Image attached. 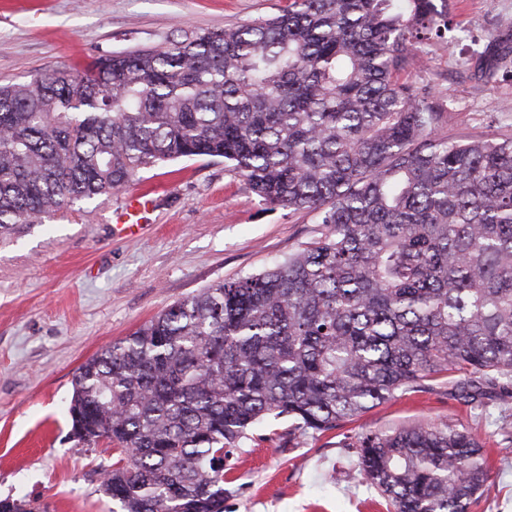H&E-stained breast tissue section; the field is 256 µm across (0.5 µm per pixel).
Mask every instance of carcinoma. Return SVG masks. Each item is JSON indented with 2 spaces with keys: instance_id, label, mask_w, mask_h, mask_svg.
<instances>
[{
  "instance_id": "1",
  "label": "carcinoma",
  "mask_w": 512,
  "mask_h": 512,
  "mask_svg": "<svg viewBox=\"0 0 512 512\" xmlns=\"http://www.w3.org/2000/svg\"><path fill=\"white\" fill-rule=\"evenodd\" d=\"M451 26L448 0H291L0 86L1 239L194 157L323 225L78 368L68 414L113 445L112 512H224V458L267 418L324 434L442 376L481 408L512 395V138L448 137L408 80ZM352 448L389 512H471L491 478L451 420Z\"/></svg>"
}]
</instances>
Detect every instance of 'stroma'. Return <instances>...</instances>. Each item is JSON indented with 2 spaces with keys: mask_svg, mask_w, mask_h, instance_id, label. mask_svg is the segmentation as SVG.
Masks as SVG:
<instances>
[{
  "mask_svg": "<svg viewBox=\"0 0 512 512\" xmlns=\"http://www.w3.org/2000/svg\"><path fill=\"white\" fill-rule=\"evenodd\" d=\"M289 0H0V82L95 58L163 47L193 30L220 31L278 13ZM451 40L421 47L409 75L431 84L453 136L512 134V0H450ZM155 207L133 235L113 228L126 197ZM321 225L306 210L268 209L223 159L167 161L134 173L109 197L68 209L0 241V498L44 512H111L101 467L107 441L71 438L78 367L169 305L272 266ZM512 398L488 413L448 393L447 380L397 392L359 419L300 436L291 420L256 424L224 462L225 512H387L362 482L358 434L453 419L488 450L491 485L473 512H512V443L501 430Z\"/></svg>",
  "mask_w": 512,
  "mask_h": 512,
  "instance_id": "1",
  "label": "stroma"
}]
</instances>
